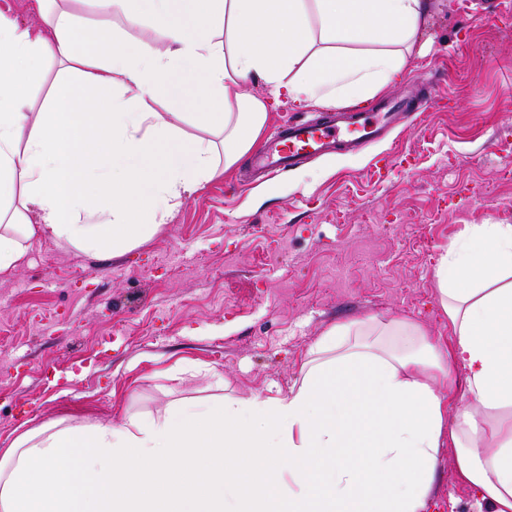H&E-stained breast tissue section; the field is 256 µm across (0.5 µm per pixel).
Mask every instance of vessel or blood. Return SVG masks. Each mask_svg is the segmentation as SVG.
<instances>
[{
  "label": "vessel or blood",
  "mask_w": 512,
  "mask_h": 512,
  "mask_svg": "<svg viewBox=\"0 0 512 512\" xmlns=\"http://www.w3.org/2000/svg\"><path fill=\"white\" fill-rule=\"evenodd\" d=\"M410 99L382 98L375 109L357 116L300 120L273 132L254 157L256 173L279 174L288 167L337 147L356 148L377 137L384 128L399 124L412 111Z\"/></svg>",
  "instance_id": "b4317fda"
}]
</instances>
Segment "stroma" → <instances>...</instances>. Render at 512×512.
Listing matches in <instances>:
<instances>
[{"label":"stroma","mask_w":512,"mask_h":512,"mask_svg":"<svg viewBox=\"0 0 512 512\" xmlns=\"http://www.w3.org/2000/svg\"><path fill=\"white\" fill-rule=\"evenodd\" d=\"M434 76L440 101L386 139L249 184L242 160L122 255L33 240L0 273V448L54 420L119 425L183 398L288 393L338 323L447 335L437 260L464 225L512 224V0H428L384 92L417 97ZM454 455L441 451L426 512L478 510Z\"/></svg>","instance_id":"1"}]
</instances>
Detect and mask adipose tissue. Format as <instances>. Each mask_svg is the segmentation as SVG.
<instances>
[{"label": "adipose tissue", "instance_id": "adipose-tissue-1", "mask_svg": "<svg viewBox=\"0 0 512 512\" xmlns=\"http://www.w3.org/2000/svg\"><path fill=\"white\" fill-rule=\"evenodd\" d=\"M36 0L0 15V272L48 237L117 255L253 149L265 98L331 109L401 78L425 0H99L123 35ZM64 64L42 111L28 93ZM197 129L187 136L186 127ZM433 278L448 333L370 317L329 328L288 394L183 399L119 426L56 421L0 451V512H424L440 451L512 512V224H468ZM471 405H463L464 397ZM1 11L21 26L39 22L32 0H0Z\"/></svg>", "mask_w": 512, "mask_h": 512}]
</instances>
